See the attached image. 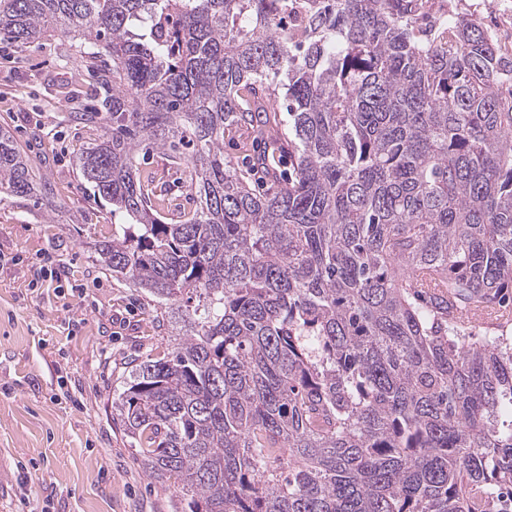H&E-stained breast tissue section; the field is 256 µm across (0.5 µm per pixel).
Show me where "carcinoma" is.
Segmentation results:
<instances>
[{"mask_svg":"<svg viewBox=\"0 0 512 512\" xmlns=\"http://www.w3.org/2000/svg\"><path fill=\"white\" fill-rule=\"evenodd\" d=\"M430 2L0 0L17 45L52 31L112 58V131L77 158L124 218L97 262L153 298L171 347L112 415L180 512H506L512 339L461 325L512 316V55ZM279 98L286 143L263 118ZM146 140L192 146L199 206L172 224ZM40 191L0 129V194ZM255 145H251V140L236 128L227 131L224 135V158L234 165H241L242 161L253 154Z\"/></svg>","mask_w":512,"mask_h":512,"instance_id":"1","label":"carcinoma"}]
</instances>
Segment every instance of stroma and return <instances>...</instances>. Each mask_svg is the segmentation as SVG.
Wrapping results in <instances>:
<instances>
[{
  "mask_svg": "<svg viewBox=\"0 0 512 512\" xmlns=\"http://www.w3.org/2000/svg\"><path fill=\"white\" fill-rule=\"evenodd\" d=\"M512 39V0H456ZM48 33L17 49L0 39V128L13 134L45 193L0 200V512H174L112 418L132 359L168 352L152 302L101 269L112 207L77 164L111 127L109 87ZM143 175L168 187L166 218L193 208L183 169L144 148Z\"/></svg>",
  "mask_w": 512,
  "mask_h": 512,
  "instance_id": "1",
  "label": "stroma"
}]
</instances>
